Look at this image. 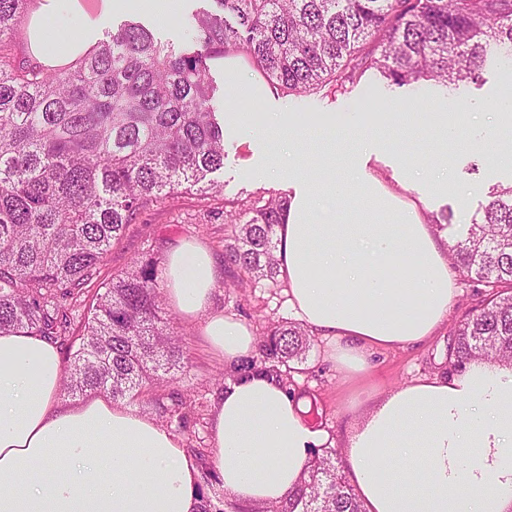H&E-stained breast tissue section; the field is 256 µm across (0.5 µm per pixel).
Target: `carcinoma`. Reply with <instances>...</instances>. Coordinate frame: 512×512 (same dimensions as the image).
Returning <instances> with one entry per match:
<instances>
[{
  "instance_id": "1",
  "label": "carcinoma",
  "mask_w": 512,
  "mask_h": 512,
  "mask_svg": "<svg viewBox=\"0 0 512 512\" xmlns=\"http://www.w3.org/2000/svg\"><path fill=\"white\" fill-rule=\"evenodd\" d=\"M34 0H0V332L66 342V304L100 274L112 242L141 210L179 188L213 194L224 167V116L211 62L243 54L275 89L310 93L353 84L374 69L399 87L457 89L487 58L512 52V0H213L184 23L181 44L128 21L74 63L18 59L30 50ZM483 218L463 227L454 268L488 288L453 326L455 371L472 361L512 364V183L489 192ZM288 200L228 202L227 288L278 282L275 226ZM250 215L243 221L241 217ZM63 391L133 403L164 418L157 387L181 368L180 340L162 316L155 261L103 284ZM308 330L272 325L247 367L288 383ZM312 450L307 478L267 512H363L333 462Z\"/></svg>"
}]
</instances>
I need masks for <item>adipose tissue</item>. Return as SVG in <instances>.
I'll use <instances>...</instances> for the list:
<instances>
[{"mask_svg": "<svg viewBox=\"0 0 512 512\" xmlns=\"http://www.w3.org/2000/svg\"><path fill=\"white\" fill-rule=\"evenodd\" d=\"M60 33L33 42L74 60L96 42L80 0H44ZM484 154L512 167V101L499 100ZM462 112H391L422 142L456 140ZM339 204L316 224V193ZM280 272L302 322L336 345L358 376L367 355L433 337L456 295L448 247L382 178L356 169L339 181L299 175L276 229ZM216 278L206 248L186 242L164 263L166 293L183 315L203 312ZM211 345L234 369L255 338L240 320L211 316ZM56 347L27 331L0 333V512H199L196 467L164 427L106 397L71 404ZM321 431L275 377L228 380L214 407L213 461L225 492L243 504L283 500L305 476ZM344 472L366 512H512V367L474 361L450 376L413 381L380 397L345 443Z\"/></svg>", "mask_w": 512, "mask_h": 512, "instance_id": "adipose-tissue-1", "label": "adipose tissue"}]
</instances>
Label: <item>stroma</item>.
Instances as JSON below:
<instances>
[{"label": "stroma", "mask_w": 512, "mask_h": 512, "mask_svg": "<svg viewBox=\"0 0 512 512\" xmlns=\"http://www.w3.org/2000/svg\"><path fill=\"white\" fill-rule=\"evenodd\" d=\"M217 85L228 88L230 99L224 106V167L214 178L223 189L216 197H205L196 191H178L141 211L136 221L127 225L100 270L101 280H109L125 272L133 261L152 259L164 262L167 253L183 241L205 246L218 261L217 279L211 304L205 313L195 317L181 314L171 302L163 307L170 325L181 338L184 367L164 384L163 394L174 393L184 405L179 413L164 419L163 425L179 441L197 469V483L211 500L212 512H257L256 506L230 499L221 485L207 482L214 473L212 455L214 407L224 393V358L207 342L203 329L209 315L224 313L241 319L254 336H261L275 321H295L288 304L285 287L259 283L238 289L225 287L229 271L223 266L224 245L228 226L224 222V205L229 201L262 202L270 196L288 195L291 181L289 165H282L278 178L264 174L267 145L262 137L243 135L244 100L257 99L263 111L281 113L284 123L292 127L303 147H311L319 133L333 125L335 117L361 112L365 105L388 111L390 105L404 111L444 112L449 97L444 89L430 86H396L388 83L375 70L338 93L324 90L307 94H286L279 90L263 91L262 77L253 68L238 69V78L226 83L223 61L211 65ZM512 87V67L488 60L479 82L463 86L459 97L467 111L473 112L474 124L469 143L449 144L419 158L418 165L432 171L451 170L456 187L451 191L436 189L429 178L416 174L402 164V155L417 153L413 133H406L399 147L372 148L367 169L382 175L388 185L398 191L404 204L416 207L424 220L450 218L442 236H451L453 228L470 223L488 200L492 187L512 181V167L493 163L474 147L485 124L492 122L488 109L491 101L507 98ZM451 278L457 290L448 316L434 337L422 344L395 349L376 350L370 358L371 368L365 379H357L336 367L330 355V340L312 336L305 360L292 370L289 389L301 399L307 410L306 422L327 436L328 446L343 448L351 429L370 407L369 400L358 395L359 387L373 389L377 395L399 388L425 375L440 373L447 362L451 328L476 307L481 299L475 283L459 273Z\"/></svg>", "instance_id": "obj_1"}]
</instances>
